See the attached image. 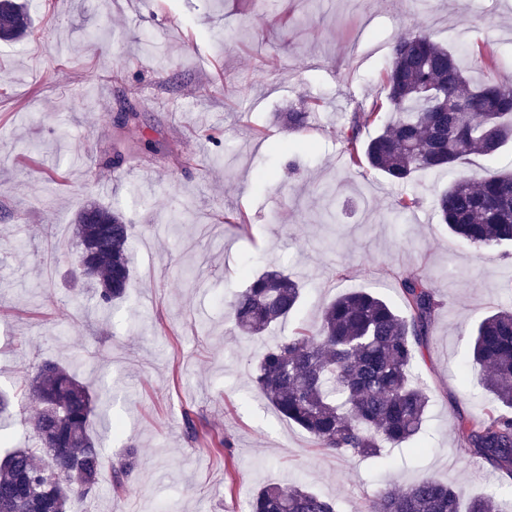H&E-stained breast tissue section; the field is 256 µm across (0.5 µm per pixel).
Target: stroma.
<instances>
[{"mask_svg":"<svg viewBox=\"0 0 512 512\" xmlns=\"http://www.w3.org/2000/svg\"><path fill=\"white\" fill-rule=\"evenodd\" d=\"M34 33L0 42V391L13 397V442L29 446L36 403L24 386L46 359L73 363L111 394L122 432L102 450L99 485L72 512H242L264 485L299 482L338 512H364L385 483L428 475L463 499L495 493L460 449L456 412L480 414L458 363L480 316L512 306V248L453 240L435 208L448 175L414 179L422 204L379 172L345 166L337 132L355 104L383 96L390 43L416 30L465 53L492 45L512 80V0H33ZM311 105L289 134L279 112ZM141 116L142 150L107 160L121 115ZM212 129L217 143L196 136ZM112 207L133 226L127 299L100 307L76 268L75 215ZM242 211L248 234L225 224ZM285 269L300 307L261 338L232 333L228 303L244 271ZM429 278L441 302L415 370L430 396L415 443L390 469L339 459L254 390L262 345L314 327L352 289L398 302L396 281ZM197 424L189 440L185 416ZM230 442L218 447V439ZM421 451H414V444ZM140 461L125 491L112 472ZM139 454L137 448H127L124 458L113 472V484L116 489L122 488L132 472L137 468Z\"/></svg>","mask_w":512,"mask_h":512,"instance_id":"stroma-1","label":"stroma"}]
</instances>
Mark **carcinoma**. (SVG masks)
<instances>
[{
	"label": "carcinoma",
	"mask_w": 512,
	"mask_h": 512,
	"mask_svg": "<svg viewBox=\"0 0 512 512\" xmlns=\"http://www.w3.org/2000/svg\"><path fill=\"white\" fill-rule=\"evenodd\" d=\"M33 31L23 0H0V41ZM470 62L496 67L495 53L479 49ZM382 79L383 99L355 105L338 132L349 167L381 172L409 184L418 172L448 171L455 178L436 200L442 223L478 250L512 244V170L467 172L473 156H494L512 142V82H472L456 52L422 32H405L391 43ZM394 117L378 125L382 114ZM379 126L366 140L362 130ZM420 205L415 193L397 198L394 210ZM133 225L103 206L77 216L79 246H88L82 275L105 306L123 300L132 276ZM401 307L381 296L352 290L328 304L319 324L266 345L253 385L278 415L302 428L313 445L340 457L387 458L423 429L426 389L413 369L426 347L439 303L425 276L397 281ZM301 281L279 270L255 275L229 303L241 336L259 337L288 319L300 305ZM469 360L483 368L488 395L479 416L458 414L453 423L461 450L501 477L512 493V308L475 325ZM29 393L38 408L28 422L41 448H15L0 456V512H70L77 493L99 484L102 441L92 430L100 396L71 370L52 361L38 365ZM136 448L126 450L113 472L116 488L137 468ZM460 490L425 476L405 490L387 486L366 512H461ZM250 512H336V502L300 485L269 484ZM467 512H500L495 496L476 497Z\"/></svg>",
	"instance_id": "1"
}]
</instances>
